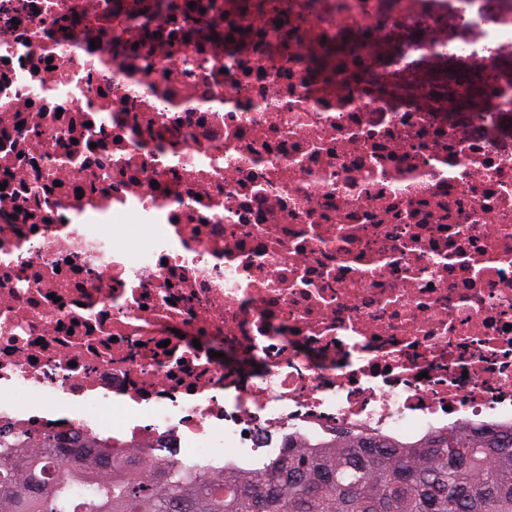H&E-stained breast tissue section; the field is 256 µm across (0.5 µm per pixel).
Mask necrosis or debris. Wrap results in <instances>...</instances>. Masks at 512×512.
Segmentation results:
<instances>
[{
    "mask_svg": "<svg viewBox=\"0 0 512 512\" xmlns=\"http://www.w3.org/2000/svg\"><path fill=\"white\" fill-rule=\"evenodd\" d=\"M113 4L0 0V425L215 470L512 426V0H317L284 56L183 13L117 42ZM364 31L396 92L368 51L313 83L305 42Z\"/></svg>",
    "mask_w": 512,
    "mask_h": 512,
    "instance_id": "1",
    "label": "necrosis or debris"
}]
</instances>
